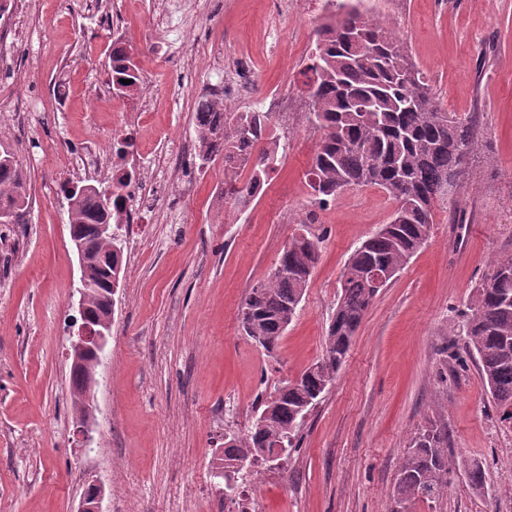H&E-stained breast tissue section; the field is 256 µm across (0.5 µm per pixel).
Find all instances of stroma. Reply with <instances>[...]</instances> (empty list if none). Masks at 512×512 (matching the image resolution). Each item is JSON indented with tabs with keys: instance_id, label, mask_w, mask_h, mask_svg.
Listing matches in <instances>:
<instances>
[{
	"instance_id": "stroma-1",
	"label": "stroma",
	"mask_w": 512,
	"mask_h": 512,
	"mask_svg": "<svg viewBox=\"0 0 512 512\" xmlns=\"http://www.w3.org/2000/svg\"><path fill=\"white\" fill-rule=\"evenodd\" d=\"M385 17L443 110L479 113L495 158L474 155L454 212L368 309L350 350L301 427L296 452L224 500L215 476L224 434H246L258 399L325 353L340 276L394 203L354 186L312 210L307 173L320 139L284 129L280 99L307 107L303 71L336 0H26L27 40L0 59V149L20 161L26 223L0 224V512H78L86 488L103 512H390L415 432L448 431L456 470L438 502L412 512H512V424L462 347L461 315L492 257L512 253V0H361ZM146 80L137 99H96L116 29ZM249 85L238 92L239 81ZM222 94L235 111L271 113L285 152L232 223L224 165H200L194 109ZM138 112L136 171L177 142L179 180L164 216L122 227L124 272L95 393L90 443L76 432L69 330L80 271L60 188L81 178L68 157L89 140L112 148L119 113ZM320 259L275 354L242 334L240 307L266 280L308 213ZM307 223V222H306ZM485 475L469 484V462Z\"/></svg>"
}]
</instances>
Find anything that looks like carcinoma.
<instances>
[{
    "instance_id": "1",
    "label": "carcinoma",
    "mask_w": 512,
    "mask_h": 512,
    "mask_svg": "<svg viewBox=\"0 0 512 512\" xmlns=\"http://www.w3.org/2000/svg\"><path fill=\"white\" fill-rule=\"evenodd\" d=\"M363 31L356 44L349 33ZM121 64L110 71L138 83L130 52L112 51ZM309 122L322 136L308 172L312 203L322 208L352 186L381 189L395 203L388 223L364 240L350 255L340 280V293L320 361L305 369L287 388L277 386L260 401L256 414L271 409L263 422L255 418L243 436L224 434V457L219 478L237 473L235 463H267L279 452L297 449V437L308 412L341 368L353 338L378 291L371 287L376 273L392 280L429 239L433 214L448 205V181L462 176L467 159L482 150L479 117L459 119L442 111L422 74L409 61L399 37L380 19L347 4L338 16L317 30L316 50L305 71ZM272 115L252 110L233 112L207 98L195 106V127L201 142L199 158L224 162V211L234 216L259 195L280 161V143L271 132ZM0 152V211L11 223H25L29 207L26 182L18 162ZM247 177H242V174ZM97 190L77 198L68 211L74 235L89 243L96 263L90 278L86 313L95 321L112 314L113 301L105 289L108 268L118 263L115 240L103 238L99 227L112 223V205ZM322 238L301 229L283 249L270 275L251 290L240 312L246 336L266 352H273L296 316L320 256ZM464 353L474 358L489 388L500 419L512 424V254L490 262L488 274L475 287L464 313ZM102 359L89 354L73 363L72 398L93 395L99 384ZM285 448H277L279 442ZM454 464L448 457V433L420 429L401 463L392 512H410L416 501L436 503L448 490Z\"/></svg>"
}]
</instances>
